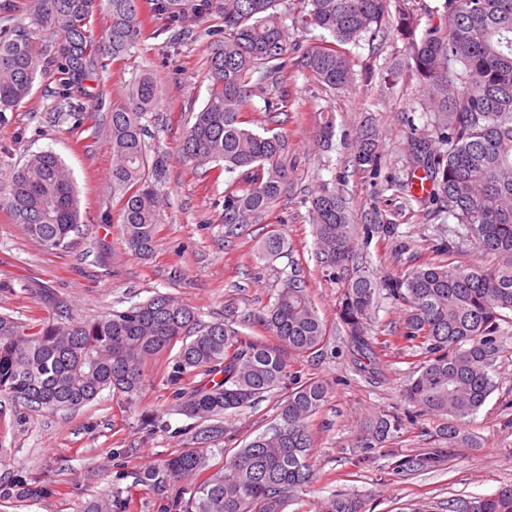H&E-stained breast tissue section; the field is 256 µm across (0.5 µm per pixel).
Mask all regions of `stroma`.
Masks as SVG:
<instances>
[{"instance_id": "stroma-1", "label": "stroma", "mask_w": 512, "mask_h": 512, "mask_svg": "<svg viewBox=\"0 0 512 512\" xmlns=\"http://www.w3.org/2000/svg\"><path fill=\"white\" fill-rule=\"evenodd\" d=\"M138 4L143 25L137 42L123 60L100 73L99 94L87 103L92 117L84 125L55 122L59 81L51 69L38 76L31 94L0 122V197L10 172L29 155L54 152L76 183L84 226L74 248L51 252L13 222L0 200V314L36 324L59 306L73 318L93 319L160 292L179 297L212 322L223 319L229 304L242 311L263 306L279 274L288 273L293 261L303 268L310 299L335 339L322 358H288L293 375L324 381L329 394L310 422L315 481L286 512H315L317 503L340 491L363 495L366 512H417L421 507L443 512L451 499L489 495L512 484V327L495 363L496 389L464 425L479 438L480 447L455 449L449 464L437 471H392L391 453L412 455L429 447L428 432L437 422L424 416L418 428L401 430L374 450L371 462L359 461L361 423L402 408L400 387L419 360L392 348L379 361V383L354 372L337 316L342 286L325 280L318 267L308 198L325 184L347 199L358 250L377 276L396 274L410 259L430 258L429 240L448 216L431 204L408 202L402 186L408 143L428 132L416 102L417 79L403 67L404 41L390 31L368 33L358 44L347 45L354 81L344 91L326 90L300 68L289 66L288 110L272 127L287 144L283 163L288 186L273 215L281 222L291 255L274 261L258 280L253 257L268 225L251 224L238 236L225 237L220 204L226 178L201 174L179 153L192 112L208 96L210 36L224 23L216 13L204 18L196 25L197 36L173 49L159 33L161 22L153 16L150 0ZM144 72L153 74L161 90L147 115L149 143L166 161L156 181L164 200L161 224L154 254L146 260L128 249L118 220L120 202L108 188L111 112L125 104L126 86ZM323 110L330 111L335 125L326 145L316 138ZM368 121L378 131L380 159L374 172L360 170L353 160L360 127ZM370 224L398 225L404 239L366 237ZM45 288L55 293L58 306L41 299ZM172 366L169 354L150 361L146 386L130 403L105 392L77 410L50 413L1 400L0 482L8 484L22 475L41 492L26 501L1 500L0 512H78L86 501L116 487L127 500L126 512H176V505L189 496L184 483L171 484L160 496L134 482L135 473L178 454L191 436L192 419L175 407L168 381ZM274 414L272 401L266 400L227 418L226 436L207 451L208 470L221 467L222 449L243 446L268 428ZM147 416L155 422L150 431L142 425Z\"/></svg>"}]
</instances>
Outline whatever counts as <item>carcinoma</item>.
Here are the masks:
<instances>
[{
  "instance_id": "obj_1",
  "label": "carcinoma",
  "mask_w": 512,
  "mask_h": 512,
  "mask_svg": "<svg viewBox=\"0 0 512 512\" xmlns=\"http://www.w3.org/2000/svg\"><path fill=\"white\" fill-rule=\"evenodd\" d=\"M111 25L97 36L90 20L98 0H30L36 27L60 33L52 51L61 91L57 119L89 118L85 82L98 75L107 57L118 58L139 31L137 0H107ZM305 26L331 40L306 49L297 65L332 90L351 83L345 46L379 32L390 12L408 47V67L418 80L417 103L432 134L409 144V183L430 185L420 203L452 217L425 261L389 278L352 272L354 232L346 199L323 185L310 198L309 219L316 258L328 280L343 283L339 319L352 363L373 380L380 352L392 345L416 347L423 363L403 387L405 408L366 423L357 447L374 448L426 415L440 420L434 446L395 461L398 471L442 466L453 449L478 448L462 430L496 388L490 369L503 352L502 324L512 323V0H297ZM288 0H152L153 14L165 20L170 42L194 34L192 24L216 12L224 35L207 57L211 85L205 104L186 127L183 159L216 174H238L224 192L225 237L245 224L262 223L288 184L280 158L285 141L251 126L247 113L261 111L272 123L287 107L288 58L297 53L279 6ZM0 118L17 107L45 72L47 55L30 27L14 21L12 0H0ZM427 22H422V19ZM159 98L154 77L145 73L127 90L128 103L111 113L112 195L121 202V231L128 249L145 259L156 246L161 199L151 178L164 157L149 158L150 136L143 116ZM263 107L255 105V99ZM356 163L375 168L376 130L359 132ZM8 207L15 223L49 251H66L81 234L80 198L58 155H31L10 173ZM481 254V265L454 263L466 244ZM287 242L273 229L255 257H283ZM264 306L238 312L229 304L224 320L205 322L179 298L158 293L122 311L78 321L63 313L37 325L0 314V395L30 408L76 410L102 392L136 400L144 369L155 357L176 351L171 381L203 375L204 382L178 389L181 414L195 420L186 448L160 466L138 473L136 483L161 492L172 482L197 478L207 467L202 445L225 434L222 419L253 409L288 384L274 404L277 422L243 447L225 448L224 464L189 488L183 512H284L299 490L314 481L309 429L327 397L320 380L303 383L288 374L287 355H322L329 336L313 307L308 282L296 267L282 279ZM386 299L404 311L399 330L384 339L371 334L372 316ZM257 324L277 339L268 345L234 328ZM37 486L23 479L0 483V499L28 498ZM80 512H125L122 491L86 502ZM320 512H364L354 492L331 495ZM448 512H512V485L472 499H451Z\"/></svg>"
}]
</instances>
